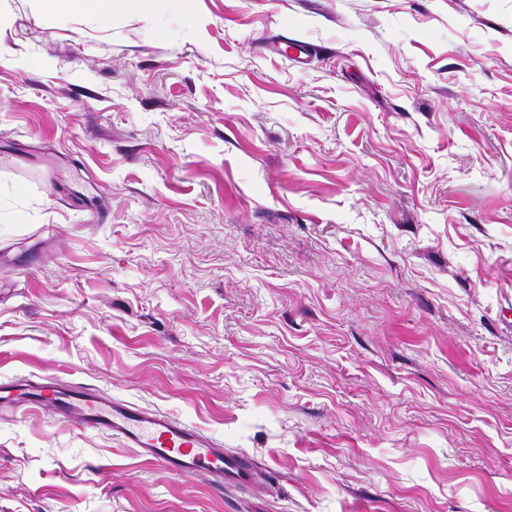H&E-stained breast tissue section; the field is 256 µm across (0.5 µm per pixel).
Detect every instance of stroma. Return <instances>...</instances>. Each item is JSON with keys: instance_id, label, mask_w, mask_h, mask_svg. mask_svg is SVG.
Wrapping results in <instances>:
<instances>
[{"instance_id": "stroma-1", "label": "stroma", "mask_w": 512, "mask_h": 512, "mask_svg": "<svg viewBox=\"0 0 512 512\" xmlns=\"http://www.w3.org/2000/svg\"><path fill=\"white\" fill-rule=\"evenodd\" d=\"M305 63L271 51L281 34ZM0 512H512V0H0ZM4 406L38 407L84 430L111 434L164 471L206 475L218 487L257 483L262 478L253 457L221 448L210 436L168 414L94 388L65 387L46 378L22 384L3 382L0 407Z\"/></svg>"}]
</instances>
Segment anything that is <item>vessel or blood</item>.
<instances>
[{"label":"vessel or blood","mask_w":512,"mask_h":512,"mask_svg":"<svg viewBox=\"0 0 512 512\" xmlns=\"http://www.w3.org/2000/svg\"><path fill=\"white\" fill-rule=\"evenodd\" d=\"M0 404L40 408L81 428L104 432L162 470L202 474L216 486L252 484L262 477L257 461L221 448L213 438L168 414L115 399L84 386L66 387L48 379L0 384Z\"/></svg>","instance_id":"b4317fda"}]
</instances>
